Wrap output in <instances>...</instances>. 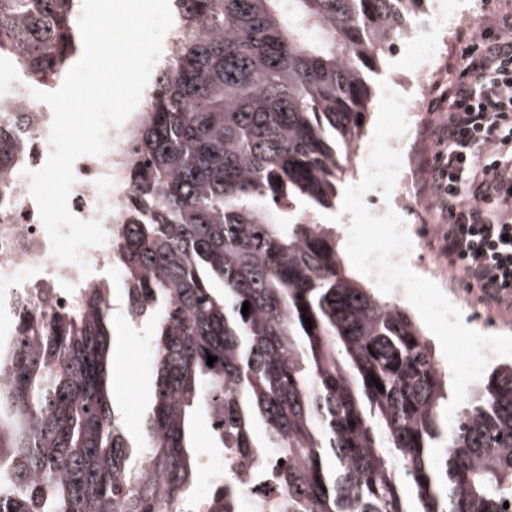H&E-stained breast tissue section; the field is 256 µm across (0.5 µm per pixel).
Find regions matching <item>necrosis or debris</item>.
<instances>
[{"label": "necrosis or debris", "instance_id": "1", "mask_svg": "<svg viewBox=\"0 0 512 512\" xmlns=\"http://www.w3.org/2000/svg\"><path fill=\"white\" fill-rule=\"evenodd\" d=\"M0 75L10 83L0 101L7 108L0 113V126L12 130L26 147L24 165L37 169L51 152L50 133L53 111L36 100L32 92H52L61 82L55 73L37 77L20 69L14 57L0 56ZM129 124L109 127L106 151L99 156L79 158L74 171L77 181L69 196V208L80 219L101 221L103 226L120 221L132 187L121 166L129 144ZM81 264L63 263L51 254V244L31 195L29 178L13 184H0V334L12 322L19 306L50 303L72 306L80 289L100 288L111 277L109 245L90 247L81 254ZM90 275H83V267ZM274 457L258 464L247 453H225L206 461L210 480L196 489V501L210 499L223 490L226 512H261L269 501L287 496L288 489L270 477L276 469Z\"/></svg>", "mask_w": 512, "mask_h": 512}]
</instances>
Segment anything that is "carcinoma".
Instances as JSON below:
<instances>
[{
	"mask_svg": "<svg viewBox=\"0 0 512 512\" xmlns=\"http://www.w3.org/2000/svg\"><path fill=\"white\" fill-rule=\"evenodd\" d=\"M423 2L175 0L183 31L131 134L111 233L126 314L152 327V410L135 439L111 411L110 289L16 313L0 336V512H224L222 495L188 507L198 411L215 447L288 462L270 512H501L512 366L448 424L430 338L345 274L336 229L314 221L359 142L364 71ZM76 3L0 0V52L63 71ZM18 151L0 126L1 183Z\"/></svg>",
	"mask_w": 512,
	"mask_h": 512,
	"instance_id": "cac0c4a2",
	"label": "carcinoma"
}]
</instances>
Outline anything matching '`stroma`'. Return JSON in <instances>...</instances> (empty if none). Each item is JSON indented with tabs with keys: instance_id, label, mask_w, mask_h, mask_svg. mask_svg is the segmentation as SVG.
Listing matches in <instances>:
<instances>
[{
	"instance_id": "1",
	"label": "stroma",
	"mask_w": 512,
	"mask_h": 512,
	"mask_svg": "<svg viewBox=\"0 0 512 512\" xmlns=\"http://www.w3.org/2000/svg\"><path fill=\"white\" fill-rule=\"evenodd\" d=\"M469 9L455 13L454 23L440 25L439 16L447 12L448 0H425L422 8L406 18L407 30L394 48L382 54L377 67L366 75L371 88L372 100H380V82H387L396 94L407 95L420 74L418 67L406 65L407 52L421 40L434 43L436 61L444 72L428 94L420 112L408 116L407 123L413 134L406 139H396V148L408 161V171L415 199L420 208L404 213L406 224H447L446 214L440 212L425 185L435 161L436 135L442 112L434 105L441 94L463 73V52L470 50L478 28L492 18H504L512 14V0H470ZM445 293L460 310L465 324L479 322L494 334L512 336V309L505 311L486 303L470 306L471 290L458 278H451ZM110 300L112 304V327L114 336L115 366L109 375L108 391L113 409L122 419L123 426L131 435H139L152 406L155 373L152 359L138 352L141 338L150 336L148 324L131 325L125 315L124 284L121 275H114Z\"/></svg>"
}]
</instances>
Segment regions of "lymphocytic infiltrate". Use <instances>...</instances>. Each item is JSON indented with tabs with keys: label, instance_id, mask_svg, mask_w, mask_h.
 <instances>
[{
	"label": "lymphocytic infiltrate",
	"instance_id": "obj_1",
	"mask_svg": "<svg viewBox=\"0 0 512 512\" xmlns=\"http://www.w3.org/2000/svg\"><path fill=\"white\" fill-rule=\"evenodd\" d=\"M466 57L471 78L448 90L428 190L448 216L440 249L459 279L512 308V36Z\"/></svg>",
	"mask_w": 512,
	"mask_h": 512
}]
</instances>
